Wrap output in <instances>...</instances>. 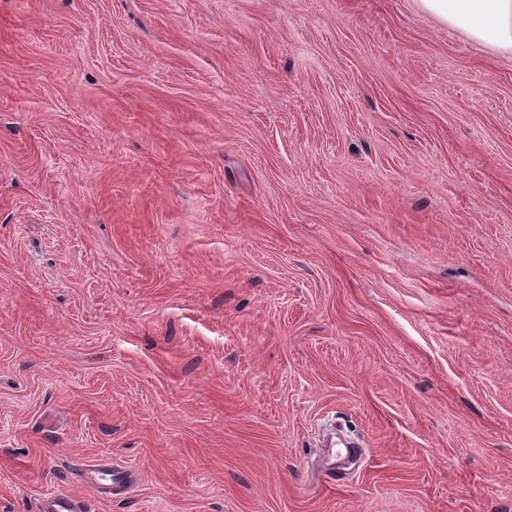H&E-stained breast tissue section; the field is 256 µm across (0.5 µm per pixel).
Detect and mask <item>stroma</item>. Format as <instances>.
<instances>
[{
    "label": "stroma",
    "instance_id": "stroma-1",
    "mask_svg": "<svg viewBox=\"0 0 512 512\" xmlns=\"http://www.w3.org/2000/svg\"><path fill=\"white\" fill-rule=\"evenodd\" d=\"M49 492L512 512V56L413 0H0V512ZM133 470L119 466H102L99 469L81 471L77 477L78 482L95 491L108 494V487L112 488V495L118 496L126 491L131 483Z\"/></svg>",
    "mask_w": 512,
    "mask_h": 512
}]
</instances>
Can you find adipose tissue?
<instances>
[{"label": "adipose tissue", "mask_w": 512, "mask_h": 512, "mask_svg": "<svg viewBox=\"0 0 512 512\" xmlns=\"http://www.w3.org/2000/svg\"><path fill=\"white\" fill-rule=\"evenodd\" d=\"M418 10L471 41L512 55V0H414Z\"/></svg>", "instance_id": "1"}]
</instances>
